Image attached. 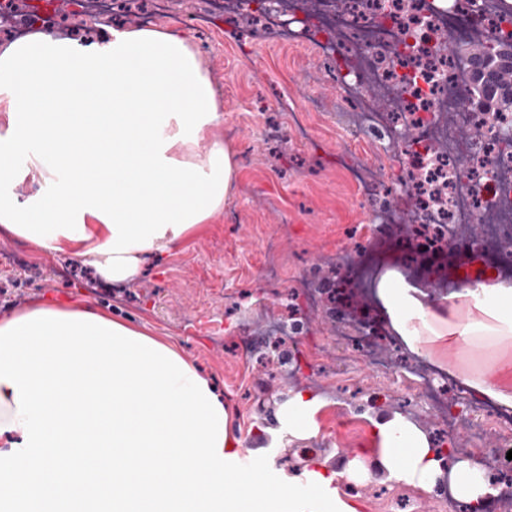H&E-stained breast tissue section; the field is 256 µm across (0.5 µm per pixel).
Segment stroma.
Listing matches in <instances>:
<instances>
[{
    "mask_svg": "<svg viewBox=\"0 0 512 512\" xmlns=\"http://www.w3.org/2000/svg\"><path fill=\"white\" fill-rule=\"evenodd\" d=\"M195 40L221 94L223 137L240 156L236 189L223 213L177 245L164 265L146 261L140 276L113 289V315L146 322L176 341L223 391L246 448L264 446L275 468L301 469L359 453L369 445L370 418L378 411L401 413L435 432L404 369L406 346L387 341L390 367L383 373L368 367L360 352L345 350L335 324L300 289L315 268L322 280H335L332 257L375 223L379 205L360 196L353 171L379 163L396 189L401 170L380 139L351 125L346 113L320 110V103L339 96L336 86L307 79L323 64L320 49L267 42L243 22L216 24L207 39ZM299 121L309 140L298 138ZM6 252L16 259L0 264V286L15 279L22 306L62 299L100 305L105 280L72 273L82 259L0 232V254ZM31 266L41 276L29 283L22 274ZM298 311L308 316L303 334H266L267 325L292 323ZM245 343L253 348L246 357ZM310 343L323 346L319 361L303 358ZM298 391L323 402L316 436H254L258 426L275 427L280 395ZM359 496L360 512H435L433 496L402 483L374 479Z\"/></svg>",
    "mask_w": 512,
    "mask_h": 512,
    "instance_id": "35a3bbf8",
    "label": "stroma"
}]
</instances>
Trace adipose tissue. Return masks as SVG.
I'll use <instances>...</instances> for the list:
<instances>
[{"label": "adipose tissue", "instance_id": "adipose-tissue-1", "mask_svg": "<svg viewBox=\"0 0 512 512\" xmlns=\"http://www.w3.org/2000/svg\"><path fill=\"white\" fill-rule=\"evenodd\" d=\"M196 46L171 27L118 24L92 41L35 29L0 48V227L133 279L223 213L240 171ZM36 181L23 199L16 185ZM377 296L412 350L434 335L425 293L395 271ZM448 335H512V284L490 271L448 297ZM296 393L281 430L315 436ZM373 450L270 471L243 450L224 395L178 344L100 307L45 303L0 318V512H357L375 477L448 489L465 512L498 495L473 456L443 458L406 417Z\"/></svg>", "mask_w": 512, "mask_h": 512}]
</instances>
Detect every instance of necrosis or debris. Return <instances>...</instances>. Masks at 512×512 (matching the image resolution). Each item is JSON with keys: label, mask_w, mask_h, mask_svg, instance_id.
Listing matches in <instances>:
<instances>
[{"label": "necrosis or debris", "mask_w": 512, "mask_h": 512, "mask_svg": "<svg viewBox=\"0 0 512 512\" xmlns=\"http://www.w3.org/2000/svg\"><path fill=\"white\" fill-rule=\"evenodd\" d=\"M244 14L269 42L319 45L326 65L312 80L335 83L361 127L382 138L398 129L425 132L391 157L408 173V208L383 210L382 229L356 241L354 265L336 260L346 290L377 314L378 335L390 336L391 329L371 291L375 278L401 262L416 272L425 261L434 268L432 282L456 290L455 239L475 235L480 263L496 269L499 279L512 280V237L505 234L512 228V151L499 139L500 126H512V115L492 121L449 98L465 75L445 39L473 29L512 32L504 0H264L248 8L242 0H209L207 15L191 23L204 33L210 21L229 23ZM465 126L481 129L480 147L458 139L456 129ZM493 166L499 177H490ZM412 373L443 426L456 427L448 396L462 394L470 405L472 420L465 429L472 437L492 428L512 442V406L428 362H419Z\"/></svg>", "instance_id": "obj_1"}]
</instances>
